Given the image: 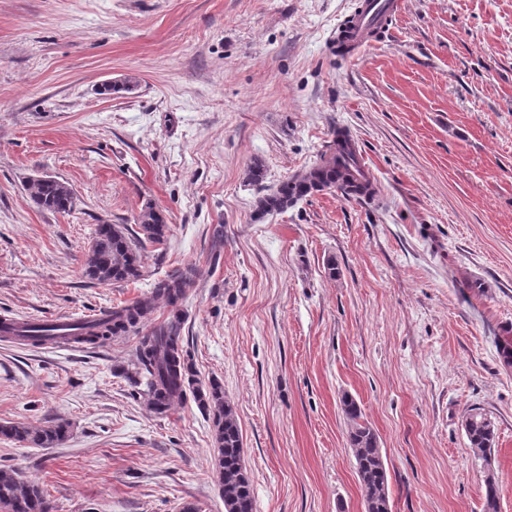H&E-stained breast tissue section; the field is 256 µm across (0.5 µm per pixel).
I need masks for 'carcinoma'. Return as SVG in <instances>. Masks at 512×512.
<instances>
[{"label":"carcinoma","instance_id":"1","mask_svg":"<svg viewBox=\"0 0 512 512\" xmlns=\"http://www.w3.org/2000/svg\"><path fill=\"white\" fill-rule=\"evenodd\" d=\"M336 178V144L326 146L319 161L305 173L282 184L260 201L263 213L283 212L303 197L332 188ZM27 193L36 207L59 214L76 208L77 196L65 183L57 180H33ZM137 222L145 239L159 243L169 230L165 216L148 205ZM86 276L99 283L128 282L143 276L137 245L117 224L97 225L85 258ZM194 285V271L186 269L158 281L155 293L165 297L173 307ZM153 301L143 299L113 309L112 317L99 322L89 331L73 333L72 341L96 344L113 335L134 331L150 320ZM181 318L173 314L167 323L140 338L135 352L136 371L130 379L144 385L139 394L157 414L166 413L172 403L192 389L197 405L213 414L214 464L224 496L225 512H254V497L243 465V445L239 425L232 407L224 401V389L213 380L204 386L197 379L192 363L181 346ZM341 408L348 423V441L357 465L365 512H391L388 477L378 435L364 419L359 404L349 395L341 398ZM465 435L474 457L487 466L482 512H500V489L491 466L496 443L492 417L482 408L466 411ZM65 422L47 421L42 425L24 422H0V438L15 440L35 448H56L68 438ZM51 506L42 488L25 479L15 468H0V512H50Z\"/></svg>","mask_w":512,"mask_h":512}]
</instances>
